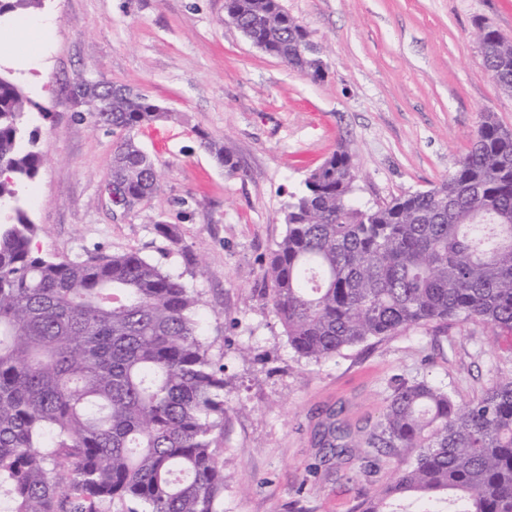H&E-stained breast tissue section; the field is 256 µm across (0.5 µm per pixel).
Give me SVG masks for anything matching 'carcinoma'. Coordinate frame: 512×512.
Segmentation results:
<instances>
[{"label": "carcinoma", "instance_id": "obj_1", "mask_svg": "<svg viewBox=\"0 0 512 512\" xmlns=\"http://www.w3.org/2000/svg\"><path fill=\"white\" fill-rule=\"evenodd\" d=\"M45 0H0V20ZM243 32L320 80L309 33L280 0H229ZM483 63L512 92V40L483 27ZM38 104L0 68V500L9 512H219L215 432L229 381L204 334L201 294L138 251H33L24 198L43 162ZM119 141L112 187L133 211L159 188L136 131L174 112L141 93L93 112ZM239 170L224 145L204 142ZM338 147L290 195L286 234L264 272L288 344L314 362L412 327L480 320L512 333V131L489 116L447 181L363 207ZM325 455L366 446L399 458L366 512H512V380L456 403L422 379L394 386L360 443L332 419Z\"/></svg>", "mask_w": 512, "mask_h": 512}]
</instances>
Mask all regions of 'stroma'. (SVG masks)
Returning a JSON list of instances; mask_svg holds the SVG:
<instances>
[{
  "mask_svg": "<svg viewBox=\"0 0 512 512\" xmlns=\"http://www.w3.org/2000/svg\"><path fill=\"white\" fill-rule=\"evenodd\" d=\"M224 2L46 0L51 27L40 44L11 40L0 65L41 109L44 162L27 190L40 226L33 245L55 258L137 250L201 293L212 352L231 382L216 434L220 512H362L400 462L323 460L329 419L363 440L401 379L476 400L512 377V335L478 320L432 324L313 363L289 346L263 273L286 232L289 193L337 146L360 175L356 202L372 205L448 179L486 115L512 129V94L486 71L476 37L489 25L512 38V0H281L320 49V80L256 49ZM89 76L180 115L139 131L162 181L125 216H113L106 194L116 138L68 96ZM207 140L233 149L237 173L215 163ZM198 260L206 274L194 278ZM243 347L250 359H240Z\"/></svg>",
  "mask_w": 512,
  "mask_h": 512,
  "instance_id": "obj_1",
  "label": "stroma"
}]
</instances>
